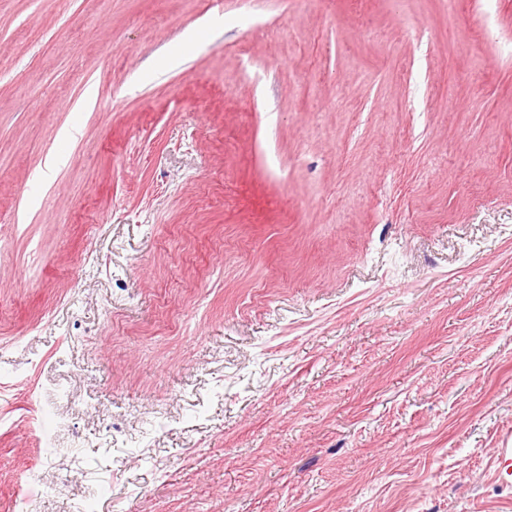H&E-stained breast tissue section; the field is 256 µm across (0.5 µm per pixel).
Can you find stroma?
Wrapping results in <instances>:
<instances>
[{
	"mask_svg": "<svg viewBox=\"0 0 512 512\" xmlns=\"http://www.w3.org/2000/svg\"><path fill=\"white\" fill-rule=\"evenodd\" d=\"M1 45L0 512H512V0Z\"/></svg>",
	"mask_w": 512,
	"mask_h": 512,
	"instance_id": "35a3bbf8",
	"label": "stroma"
}]
</instances>
